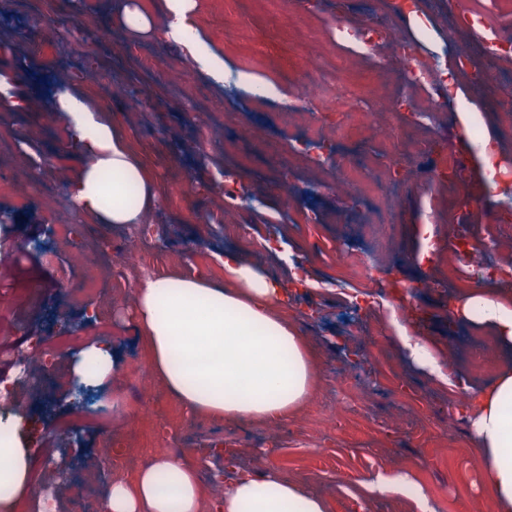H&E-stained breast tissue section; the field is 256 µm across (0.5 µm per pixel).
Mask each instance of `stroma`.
I'll list each match as a JSON object with an SVG mask.
<instances>
[{
  "instance_id": "1",
  "label": "stroma",
  "mask_w": 512,
  "mask_h": 512,
  "mask_svg": "<svg viewBox=\"0 0 512 512\" xmlns=\"http://www.w3.org/2000/svg\"><path fill=\"white\" fill-rule=\"evenodd\" d=\"M126 2L0 0V77L15 95L34 83L41 87L31 109L0 108V134L13 146L0 154V168L26 187L20 197L0 194V386L15 397L0 404V421L14 424L29 448L32 484L59 466L70 473L90 468L104 499L114 480L136 475L124 459L105 456L104 448L124 449L146 464L166 442L203 458L200 473L209 498L215 494L211 476L224 468L223 458L211 453L220 447L238 449V467L257 473L275 462L288 479L322 493L331 512H417L405 497L372 498L362 509L355 502L362 478L398 468L413 473L436 512H494L491 498L478 490L469 423L452 401L460 390L489 384L512 356L498 352L483 371H474L471 361L482 353L479 335L465 320L448 317L449 303L467 289L483 287L486 274L465 264L458 279L439 292L419 290L417 284L443 279L449 241L456 237L474 244L494 239L488 266L512 268V223H497L502 205L487 193L477 159L469 161L461 190L466 201L456 214L433 211L428 200L440 195L427 174L433 160L409 158L400 182H393L378 136L363 144L368 164L358 178L386 193L399 191L395 208L380 210L373 196L336 186L349 156L332 150L328 126L355 125L367 113L388 114L391 124H399L396 109L409 93L392 47L379 46L361 59L332 35L335 19L372 22L374 14L385 12L386 0H256L246 17L231 13L229 0H198V32L211 50L232 70L277 86V95L261 102L248 85L202 72L187 50L165 39L160 0H146L156 14L149 33L126 26ZM452 7L478 13L493 36L512 44V0H435L427 24L435 41L446 40ZM315 48L345 67L342 111L323 112L303 98L313 73L301 59ZM68 84L79 86L123 129L158 185L160 202L147 221L158 225L163 240L145 243L144 250L161 274L204 273L223 280L216 257L232 244L223 225L211 221L224 195L210 176L226 164L225 146L239 133H250L258 157L233 170L242 195L237 222L260 244L243 257L281 281L301 270L313 282L291 294L286 311L320 359L318 389L295 419L277 428L188 419L159 378L142 376L140 369L148 364L144 338L127 318L139 278L128 274L116 292L99 276L100 267L111 264L121 249V227L99 225L98 253L90 266L75 263L72 248L57 246L50 232L58 222L75 220L62 182L84 161L58 136L63 120L53 104ZM201 87L213 106L206 135L199 134L194 112ZM419 136L441 150L465 152L467 131L453 105H442ZM186 178L201 184L197 205L179 201V183ZM46 180L60 184L51 202L41 190ZM306 209L320 214V222L302 223ZM396 221L407 226L404 238L373 235V227ZM35 238L46 241V248L33 251ZM266 239L278 242L279 254L263 247ZM428 239L440 250L422 263L418 257ZM339 252L360 259L357 273L337 270L333 259ZM90 281L94 290L82 302L71 300L70 289ZM85 302L97 310L112 305L115 314L104 323H83ZM403 310L414 315L409 330L430 336L440 355H447L449 344L461 348L449 384L432 381L402 357L391 316ZM67 323L87 338H106L119 372L97 399L105 407L120 399L146 438L128 441L119 425H95L78 440L58 429L61 418L78 410L69 395L71 347H57L43 389L19 378L9 354L27 350L31 338L62 334ZM334 406L340 412L326 423L322 416ZM264 448L274 449L273 458L261 456Z\"/></svg>"
}]
</instances>
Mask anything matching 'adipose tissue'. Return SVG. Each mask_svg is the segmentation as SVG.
<instances>
[{"label":"adipose tissue","instance_id":"obj_1","mask_svg":"<svg viewBox=\"0 0 512 512\" xmlns=\"http://www.w3.org/2000/svg\"><path fill=\"white\" fill-rule=\"evenodd\" d=\"M197 0H164L165 34L185 46L197 66L221 80L250 85L251 75L232 72L200 39L195 25ZM54 109L65 120L68 140L77 143L85 162L71 179L69 200L89 224L123 226L143 223L158 203V187L121 130L106 120L76 90H61ZM112 177L104 195L103 177ZM223 283L205 274L157 275L136 288L134 317L147 339L148 367L166 385L187 415L229 423L279 426L296 417L317 387L316 355L298 326L288 321V293L234 251L218 256ZM457 315L498 347L512 349V293L501 288H471ZM404 358L425 375L447 381L448 372L433 341L409 332L393 320ZM118 367L104 340L80 348L71 363L78 383L98 388L111 382ZM465 412L471 444L481 461V483L495 512H512V364H503L491 384L471 392ZM236 449L226 451L231 480L205 499L194 456L155 453L133 482L115 480L105 512H328L326 500L285 478L275 466L254 473L238 469ZM31 464L10 426L0 425V512H15L31 489ZM400 495L418 512H434L410 471L373 474L360 485L358 501Z\"/></svg>","mask_w":512,"mask_h":512}]
</instances>
